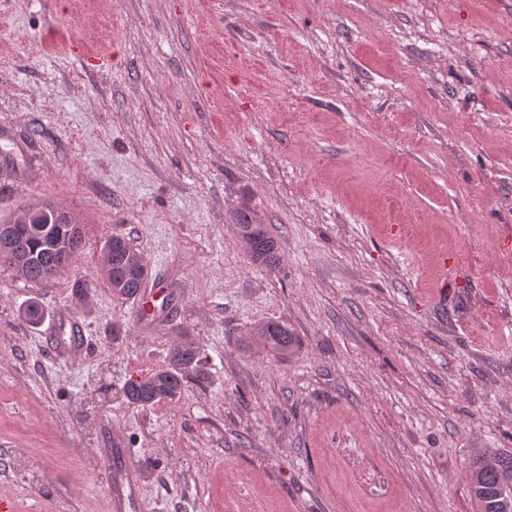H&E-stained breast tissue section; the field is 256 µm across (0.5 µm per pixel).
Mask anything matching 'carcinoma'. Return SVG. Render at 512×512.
<instances>
[{
	"mask_svg": "<svg viewBox=\"0 0 512 512\" xmlns=\"http://www.w3.org/2000/svg\"><path fill=\"white\" fill-rule=\"evenodd\" d=\"M239 237L247 240L253 261L269 268L277 266L278 244L265 227L256 221L246 206L233 215ZM17 232L16 248L26 257V266L16 271L31 282H49L75 264L84 246L85 227L71 213L48 203L31 204L13 220ZM110 262L105 277L112 291L125 299L134 298L147 286V276L137 275L134 268L142 257L129 242L112 235L105 241ZM258 337L272 351L286 355L294 351L297 339L287 325L267 321L257 329ZM197 350L179 343L169 351V365L140 380H128L123 395L128 402L153 405L173 400L184 390L185 370L197 362ZM470 492L478 512H512V452L475 458L470 469Z\"/></svg>",
	"mask_w": 512,
	"mask_h": 512,
	"instance_id": "carcinoma-1",
	"label": "carcinoma"
}]
</instances>
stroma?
Wrapping results in <instances>:
<instances>
[{
    "instance_id": "stroma-1",
    "label": "stroma",
    "mask_w": 512,
    "mask_h": 512,
    "mask_svg": "<svg viewBox=\"0 0 512 512\" xmlns=\"http://www.w3.org/2000/svg\"><path fill=\"white\" fill-rule=\"evenodd\" d=\"M42 202L89 236L51 282L0 268L14 512H112L116 441L145 512H476L473 458L512 451V0H0V225ZM113 234L175 290L157 330ZM175 342L200 377L129 403ZM233 223L240 238H245L253 261L269 268L276 267L279 260L278 244L264 224H258L255 215L242 205L233 215ZM104 248L108 251L110 259L109 264L105 265L106 281L116 295L133 299L147 286V270L144 276L133 272L142 260L140 253L119 235L108 237ZM52 336V351L74 352L82 348V336L84 328L81 322L69 317L63 316L55 323L50 331ZM258 337L267 344L273 352L287 355L294 351L297 339L287 325L278 321H267L257 329Z\"/></svg>"
}]
</instances>
